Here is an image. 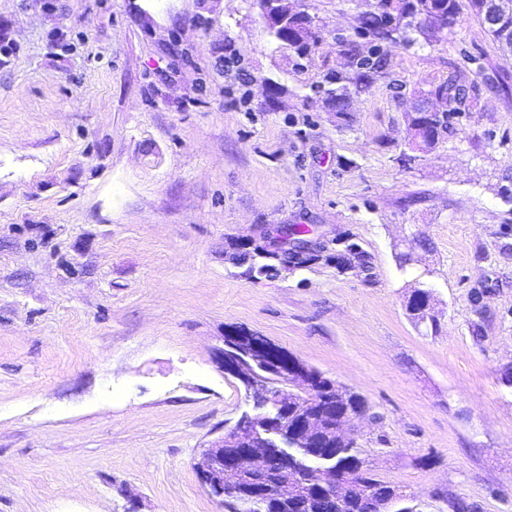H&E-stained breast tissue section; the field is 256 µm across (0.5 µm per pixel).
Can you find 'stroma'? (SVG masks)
<instances>
[{
    "instance_id": "35a3bbf8",
    "label": "stroma",
    "mask_w": 512,
    "mask_h": 512,
    "mask_svg": "<svg viewBox=\"0 0 512 512\" xmlns=\"http://www.w3.org/2000/svg\"><path fill=\"white\" fill-rule=\"evenodd\" d=\"M288 2L304 57L254 0H0V512H224L200 471L249 409L229 330L363 396L361 455L418 512H512V51L458 0L384 44L346 125L322 86L375 0ZM451 77L466 112L403 162L411 94ZM264 224L323 257L251 276ZM348 238L370 272L337 268ZM440 0H421L420 9L425 23L434 21L436 30L445 29L447 26L454 25L459 15L458 1L446 0L448 3V25L446 24V15L443 12V4Z\"/></svg>"
}]
</instances>
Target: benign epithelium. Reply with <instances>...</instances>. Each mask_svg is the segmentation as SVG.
Returning a JSON list of instances; mask_svg holds the SVG:
<instances>
[{
    "instance_id": "benign-epithelium-1",
    "label": "benign epithelium",
    "mask_w": 512,
    "mask_h": 512,
    "mask_svg": "<svg viewBox=\"0 0 512 512\" xmlns=\"http://www.w3.org/2000/svg\"><path fill=\"white\" fill-rule=\"evenodd\" d=\"M283 0H265L261 15L269 30L288 31L289 12L282 8ZM482 25L488 33L499 36L503 44L512 46V0H479ZM420 9L425 22H434L437 29H445L446 15L439 0H421ZM445 103L434 90L413 98L409 114L423 119L440 111L437 104ZM287 227L276 230L278 238L269 244L278 249L280 259H289L315 249L312 241L298 242L284 238ZM264 346L236 335L223 337V347L217 349V358L224 372L234 376L243 386L245 397L252 404L253 413L243 414L214 441L206 451L207 464L201 472V483L214 497L228 499L234 512H268V503H284L297 497L303 482L299 469H290V480H273L253 484V473L261 468L273 477L280 462L302 455L308 448L320 446L325 432L326 417L313 410L317 397V382L307 369L299 365H283L276 361L263 362ZM263 364L266 372L283 380L280 388L270 386L268 379L254 370ZM367 412L342 415L331 430L345 445L357 447L354 422L362 420ZM401 498L373 499L366 497L367 512H401Z\"/></svg>"
}]
</instances>
